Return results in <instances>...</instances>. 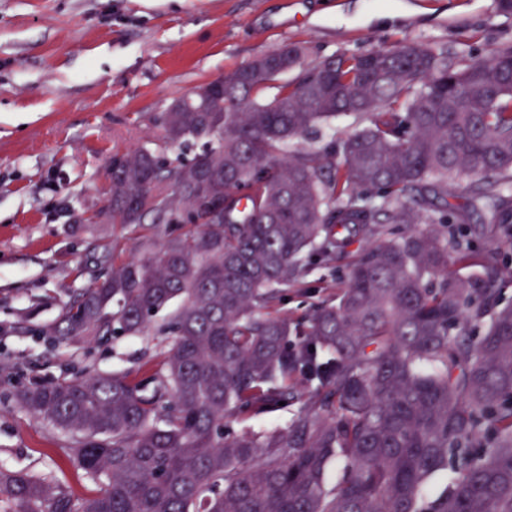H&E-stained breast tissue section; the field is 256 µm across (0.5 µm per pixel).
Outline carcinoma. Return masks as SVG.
<instances>
[{
  "instance_id": "cac0c4a2",
  "label": "carcinoma",
  "mask_w": 512,
  "mask_h": 512,
  "mask_svg": "<svg viewBox=\"0 0 512 512\" xmlns=\"http://www.w3.org/2000/svg\"><path fill=\"white\" fill-rule=\"evenodd\" d=\"M282 53L300 73L271 100L277 75L252 60L160 113L164 147L112 153L108 219L165 241L65 305L60 332L139 336L178 302L172 343L149 391L98 374L21 392L106 481L76 497L0 468V512H512V306L499 303L512 269L448 270L473 256L447 199L470 178L471 205L490 212L480 234L512 245V50L457 67L424 46L308 68L302 47ZM339 113L368 124L335 164L299 141ZM200 139L188 163L166 154ZM340 262L336 297L295 321L271 313ZM298 400L283 427H231Z\"/></svg>"
}]
</instances>
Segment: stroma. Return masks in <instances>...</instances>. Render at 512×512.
<instances>
[{
  "mask_svg": "<svg viewBox=\"0 0 512 512\" xmlns=\"http://www.w3.org/2000/svg\"><path fill=\"white\" fill-rule=\"evenodd\" d=\"M406 43L449 65L512 49L499 0H0V467L52 474L79 497L98 483L19 389L80 373L135 379L161 369L171 336L48 342L63 306L112 260L151 249L101 219L115 150L157 148L156 117L197 86L285 46L313 65ZM342 272L315 266L280 314L334 296Z\"/></svg>",
  "mask_w": 512,
  "mask_h": 512,
  "instance_id": "obj_1",
  "label": "stroma"
}]
</instances>
